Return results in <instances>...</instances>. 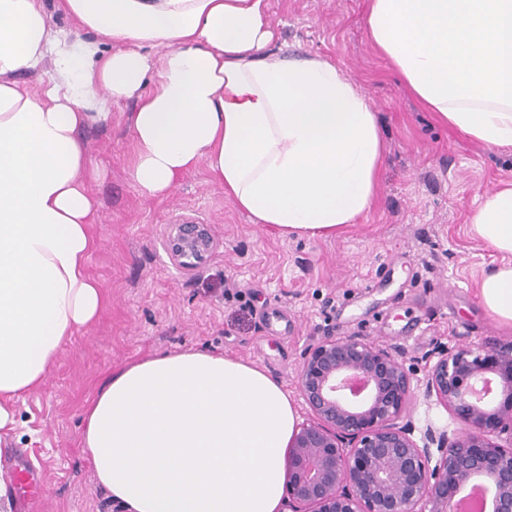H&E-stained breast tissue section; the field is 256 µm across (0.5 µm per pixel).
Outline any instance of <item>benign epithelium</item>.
Listing matches in <instances>:
<instances>
[{"label":"benign epithelium","mask_w":512,"mask_h":512,"mask_svg":"<svg viewBox=\"0 0 512 512\" xmlns=\"http://www.w3.org/2000/svg\"><path fill=\"white\" fill-rule=\"evenodd\" d=\"M172 260L194 271L214 239L193 219L169 225ZM412 379L394 353L358 337L311 346L298 374L310 418L287 450L292 512H456L467 486L491 489L488 512H512V341L438 352L423 395L460 425L421 430ZM420 437H414V432Z\"/></svg>","instance_id":"1"}]
</instances>
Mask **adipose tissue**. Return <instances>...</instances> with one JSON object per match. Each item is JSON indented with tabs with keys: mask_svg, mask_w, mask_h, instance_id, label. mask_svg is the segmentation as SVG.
<instances>
[{
	"mask_svg": "<svg viewBox=\"0 0 512 512\" xmlns=\"http://www.w3.org/2000/svg\"><path fill=\"white\" fill-rule=\"evenodd\" d=\"M0 0V445L19 404L104 302L87 272L99 175L79 131L131 99L128 169L148 198L205 167L279 236L341 234L375 199L373 105L336 63L273 50L266 0ZM367 38L436 119L512 147V0H368ZM51 64L38 93L17 77ZM150 92L142 87L149 75ZM469 231L500 257L476 297L512 326V181ZM97 488L122 512H281L298 414L256 366L188 349L112 372L83 415Z\"/></svg>",
	"mask_w": 512,
	"mask_h": 512,
	"instance_id": "adipose-tissue-1",
	"label": "adipose tissue"
}]
</instances>
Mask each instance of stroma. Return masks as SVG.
<instances>
[{
    "label": "stroma",
    "instance_id": "1",
    "mask_svg": "<svg viewBox=\"0 0 512 512\" xmlns=\"http://www.w3.org/2000/svg\"><path fill=\"white\" fill-rule=\"evenodd\" d=\"M367 0H267L279 43L328 56L376 108L385 146L375 206L334 238H283L253 223L205 168L164 198L128 177L134 145L113 109L81 136L100 169L88 189L99 209L88 272L105 294L92 325L66 344L42 389L19 405L11 449L26 450L43 489L24 512H113L81 448L83 411L123 365L165 352L212 350L254 364L281 384L299 419L305 350L325 337H362L410 369L416 427L449 424L425 400L426 358L512 339L480 306L475 285L499 256L468 231L479 197L512 179V148L495 149L439 124L367 40ZM209 225L208 262L186 272L165 238L184 218Z\"/></svg>",
    "mask_w": 512,
    "mask_h": 512
}]
</instances>
